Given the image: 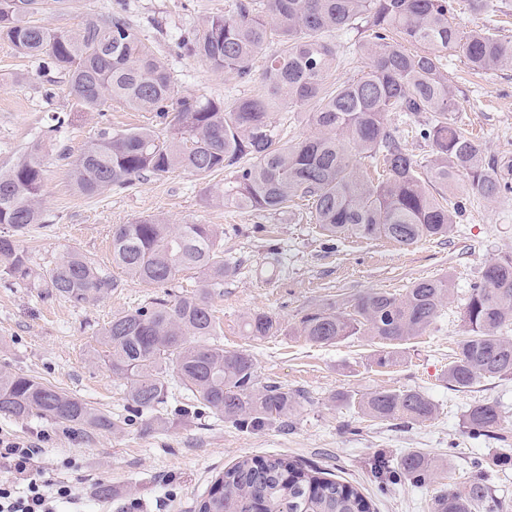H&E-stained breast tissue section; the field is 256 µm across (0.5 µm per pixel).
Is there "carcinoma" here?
Wrapping results in <instances>:
<instances>
[{
  "label": "carcinoma",
  "mask_w": 512,
  "mask_h": 512,
  "mask_svg": "<svg viewBox=\"0 0 512 512\" xmlns=\"http://www.w3.org/2000/svg\"><path fill=\"white\" fill-rule=\"evenodd\" d=\"M475 13H508L505 0H235L233 10L209 17L184 46L211 69L252 80V61L277 36L281 48L261 74L265 94L239 98L232 106L211 99L175 96L164 63L142 42L137 30L116 12L89 17L72 31L58 32L34 19L37 0H0V41L48 69L67 75L78 111H102L115 101L165 120L166 132L149 126L101 131L75 158L65 151L79 192L93 196L123 188L148 174L181 169L199 177L229 171L232 181L214 199L242 210L277 213L299 199L311 204L322 234L340 238H386L408 247L422 239L446 238L472 204L471 194L496 199L512 194L508 173L486 156L461 118L442 63L453 50L479 73L512 63V40L487 31L465 34L457 22L460 2ZM368 34L356 51L365 60L359 76L326 85L336 66V48L324 39L333 31ZM306 107L315 133L298 142H280L271 120L277 103ZM430 118L415 125L431 148L421 162L406 145V129L389 116ZM54 138L39 139L12 166L0 170V271L42 288L46 295L81 305L108 296L117 279L86 256L70 251L54 265H31L20 236L45 223L40 206L44 156ZM246 157L249 166L240 165ZM469 193L448 202L457 177ZM224 229L217 224H167L145 218L120 224L112 233V263L147 286L176 287L188 271L217 288L234 272L224 257ZM454 294L450 278L413 283L397 296L371 289L326 299L303 311L297 332L318 346L350 336L382 343L372 355L379 367L400 362V346L429 329ZM465 336L448 363L449 385L464 390L483 379L512 377V256L483 267L470 286L463 311ZM248 336L261 339L280 330L265 312L245 320ZM207 293L160 299L150 306L115 313L101 331L98 357L126 381L131 410L146 417L167 407L169 387L193 400L170 415L197 418L212 413L252 433L290 414L297 394L258 379L246 349L229 350L219 341ZM359 412L381 421L423 422L436 405L416 389H375L357 400ZM49 416L95 430L117 431L126 420L104 414L87 402L36 377L0 371V414L23 420ZM495 402L469 406L464 424L476 437L507 442ZM512 463V450L475 457L481 472ZM424 489L447 473L445 464L421 449L394 462L380 461L376 474ZM198 512H370L364 495L325 472L285 457L244 456L215 478L197 502ZM490 485L474 478L462 491L443 492L434 512H500Z\"/></svg>",
  "instance_id": "1"
}]
</instances>
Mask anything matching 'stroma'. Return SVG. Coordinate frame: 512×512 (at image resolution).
Returning a JSON list of instances; mask_svg holds the SVG:
<instances>
[{
  "mask_svg": "<svg viewBox=\"0 0 512 512\" xmlns=\"http://www.w3.org/2000/svg\"><path fill=\"white\" fill-rule=\"evenodd\" d=\"M232 2L39 0L38 20L69 31L88 17L123 7L128 22L170 71L177 96L220 99L229 106L261 90V82L214 72L179 42L193 38L206 17L229 10ZM360 38L354 31L327 33L339 60L329 82L362 70L364 61L355 51ZM445 58L470 129L487 155L512 162V65L473 75L458 53L446 52ZM57 116L65 123L56 150L44 158L41 207L46 221L32 225L21 244L35 268L77 251L119 277L121 285L104 299L75 306L0 274V370L37 377L104 413H123L126 382L96 356L99 333L113 314L148 305L164 291L123 278L113 267L112 230L151 216L172 224L222 225L224 253L237 271L222 287L211 289L208 300L224 346L249 349L260 381L277 382L301 395L283 423L257 434L239 431L211 413L149 431L133 425L115 432L40 415L24 420L0 415V437L38 448L34 476L73 489L70 512H192L214 478L245 455L285 456L317 467L358 488L372 512H431L442 489L460 490L470 482L471 458L498 445L469 434L464 412L470 405L498 402L512 438V378L457 391L443 377L464 336L462 313L471 282L487 263L512 254V195L477 199L447 239L409 247L353 235L328 240L303 204L276 214L216 204L212 195L228 183L226 172L202 179L174 170L86 196L71 180L60 149L75 156L102 129L149 125L162 132L165 124L154 113L135 112L117 102L101 112H77L66 76L0 42V170L24 154ZM442 276L452 279L455 294L434 328L404 345L398 366L372 365L374 345L361 336L316 346L292 332L302 311L321 300L369 289L399 295L413 282ZM255 311L279 320L280 332L262 339L247 336L244 322ZM379 388L420 390L435 403L436 414L413 424L363 416L353 399ZM415 448L447 461L442 484L427 489L403 482L380 485L372 469L375 457L392 459ZM102 484L113 488L114 497L98 496Z\"/></svg>",
  "mask_w": 512,
  "mask_h": 512,
  "instance_id": "stroma-1",
  "label": "stroma"
}]
</instances>
